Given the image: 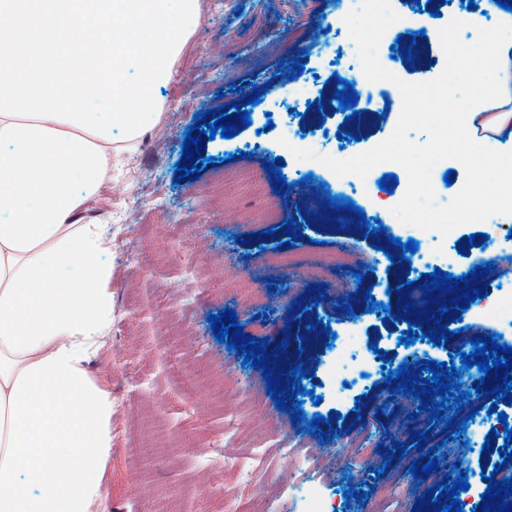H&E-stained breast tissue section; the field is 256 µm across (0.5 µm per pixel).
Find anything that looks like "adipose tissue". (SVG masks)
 <instances>
[{
  "label": "adipose tissue",
  "instance_id": "obj_1",
  "mask_svg": "<svg viewBox=\"0 0 512 512\" xmlns=\"http://www.w3.org/2000/svg\"><path fill=\"white\" fill-rule=\"evenodd\" d=\"M193 18V0H0V512H107L114 401L87 364L114 320L109 240L74 216Z\"/></svg>",
  "mask_w": 512,
  "mask_h": 512
}]
</instances>
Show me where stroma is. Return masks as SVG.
<instances>
[{
	"mask_svg": "<svg viewBox=\"0 0 512 512\" xmlns=\"http://www.w3.org/2000/svg\"><path fill=\"white\" fill-rule=\"evenodd\" d=\"M196 21L172 77L156 96L160 115L147 123L134 147L112 159V175L103 179L89 200L84 220L104 225L111 240L106 259L112 265L115 318L102 350L91 358L90 374L116 400L112 416V459L109 512H294L284 482L299 468L301 454L316 450L317 467L309 489L335 498L343 488L362 492L345 499L341 512H411L419 492L435 486L442 472L414 479L418 461L411 432L426 430L438 444L437 459L460 464L478 474L482 459L457 440L446 439L440 423L419 412L417 397L393 393L378 378L360 402L337 400L325 391L320 404L304 405L307 417L330 418L337 436L320 440L305 431L290 413L278 410L267 392L261 370L244 365L236 351L214 337L209 317L234 310L245 334L280 344L286 327L320 321L344 328L360 317L363 344L374 343L393 365L420 360L446 361L447 345L414 350L389 344L390 336L407 330L400 320V280L425 282L422 272L404 273L400 264L380 262L379 241L359 224H345L341 211L321 209L320 186L335 190L337 177L314 160L297 161L292 148L322 155L352 157L385 140L398 121L402 98L395 84L379 83L374 98L360 97L361 115L348 119L338 102H327L337 90L331 68L323 65L319 47L336 33V0H216L196 4ZM416 67L401 59L384 66L407 82H425L443 70L439 41ZM320 80L308 103L292 116L300 133L291 147L279 144L280 129L267 125L266 103L250 107V126L236 136L206 144L211 166L192 182H176L184 133L199 124L204 112L240 103L242 95L261 92L272 76L281 81L276 96L292 86L289 60ZM323 109L309 111V103ZM323 127H314V119ZM353 139L345 151L337 144L344 133ZM280 160L285 191L273 189L265 164ZM309 175L297 181L295 170ZM398 179L394 192L379 188L383 175ZM408 184L402 167L384 163L371 172L367 190L354 197L368 221H381L389 235L405 238L406 227L390 212ZM138 213V223L128 221ZM296 218L302 237L288 236L284 222ZM345 243L355 257L353 267L327 268L314 287L307 267ZM294 256L286 267L270 265L274 248ZM262 292L263 304H245L243 288ZM390 308L368 311L365 293ZM352 313H344V304ZM364 433L373 452L358 459L345 447L349 434ZM406 443L403 458L385 463L377 446ZM385 467L387 480L399 481L400 494L385 506L369 496L378 485L374 470Z\"/></svg>",
	"mask_w": 512,
	"mask_h": 512,
	"instance_id": "stroma-1",
	"label": "stroma"
}]
</instances>
